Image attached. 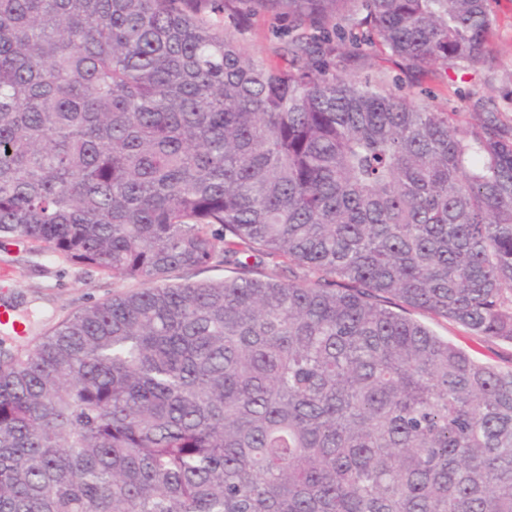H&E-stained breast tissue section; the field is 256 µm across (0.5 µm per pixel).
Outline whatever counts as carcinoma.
I'll return each mask as SVG.
<instances>
[{
  "mask_svg": "<svg viewBox=\"0 0 512 512\" xmlns=\"http://www.w3.org/2000/svg\"><path fill=\"white\" fill-rule=\"evenodd\" d=\"M288 21L272 60L237 33ZM488 0H0V237L139 288L0 352V512H512V130L352 74ZM288 276L260 277L270 261ZM212 264L237 276L177 282ZM409 316L427 325L436 336L464 348L478 360L502 370L512 369V342L472 336L459 324L442 318H433L418 310L410 311Z\"/></svg>",
  "mask_w": 512,
  "mask_h": 512,
  "instance_id": "carcinoma-1",
  "label": "carcinoma"
}]
</instances>
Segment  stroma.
I'll use <instances>...</instances> for the list:
<instances>
[{"label": "stroma", "instance_id": "1", "mask_svg": "<svg viewBox=\"0 0 512 512\" xmlns=\"http://www.w3.org/2000/svg\"><path fill=\"white\" fill-rule=\"evenodd\" d=\"M489 7L499 18V35L489 62L477 70L447 76L410 74L372 52L358 65L357 75L383 82L412 100L459 113L470 122L492 112L502 124L512 127V0H489ZM282 31L281 22L258 18L241 35L240 42L254 57L266 59L272 57ZM130 288V283L72 265L62 256L36 250L19 240L0 238V303L14 307L27 326L26 344H34L70 312ZM410 316L478 360L512 369V342L471 335L459 324L418 310L411 311Z\"/></svg>", "mask_w": 512, "mask_h": 512}]
</instances>
